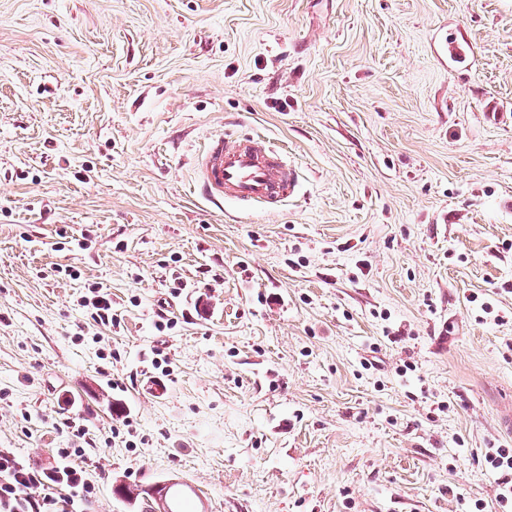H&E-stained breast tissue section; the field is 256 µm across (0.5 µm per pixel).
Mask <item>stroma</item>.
I'll use <instances>...</instances> for the list:
<instances>
[{"instance_id": "1", "label": "stroma", "mask_w": 512, "mask_h": 512, "mask_svg": "<svg viewBox=\"0 0 512 512\" xmlns=\"http://www.w3.org/2000/svg\"><path fill=\"white\" fill-rule=\"evenodd\" d=\"M511 113L512 0H0V450L86 512H512ZM221 133L298 194L208 202Z\"/></svg>"}]
</instances>
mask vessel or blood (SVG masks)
Listing matches in <instances>:
<instances>
[{"label":"vessel or blood","instance_id":"vessel-or-blood-1","mask_svg":"<svg viewBox=\"0 0 512 512\" xmlns=\"http://www.w3.org/2000/svg\"><path fill=\"white\" fill-rule=\"evenodd\" d=\"M197 186L214 204L235 201L262 207L281 204L294 195L298 177L284 153L248 134L211 138L197 162Z\"/></svg>","mask_w":512,"mask_h":512}]
</instances>
